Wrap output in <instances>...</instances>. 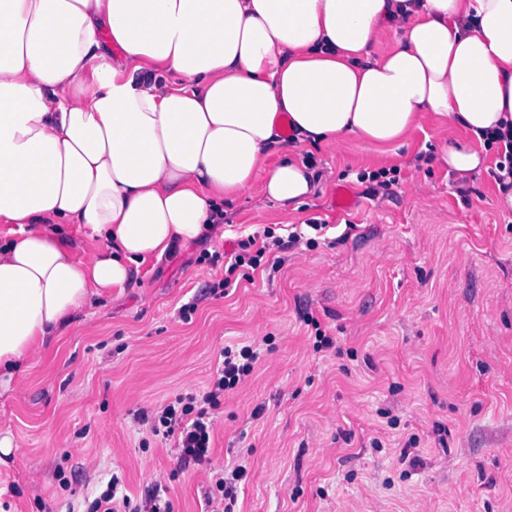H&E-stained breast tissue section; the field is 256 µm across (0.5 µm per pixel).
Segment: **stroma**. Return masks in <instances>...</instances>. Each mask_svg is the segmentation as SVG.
Returning <instances> with one entry per match:
<instances>
[{"instance_id":"35a3bbf8","label":"stroma","mask_w":512,"mask_h":512,"mask_svg":"<svg viewBox=\"0 0 512 512\" xmlns=\"http://www.w3.org/2000/svg\"><path fill=\"white\" fill-rule=\"evenodd\" d=\"M436 126L399 148L385 189L358 181L379 167L358 142L302 149L324 178L298 211L225 205L223 238L142 266L25 363L0 391V512H90L114 476L131 498L158 482L173 512H207L213 473L242 458L239 512H512V210L496 205V153L459 177L434 160ZM313 222L318 246L276 273L228 286L210 261ZM309 315L333 349L313 350ZM266 336L214 414L209 466L179 468L142 414L204 391L224 346Z\"/></svg>"}]
</instances>
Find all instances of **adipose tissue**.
Returning <instances> with one entry per match:
<instances>
[{
    "instance_id": "adipose-tissue-1",
    "label": "adipose tissue",
    "mask_w": 512,
    "mask_h": 512,
    "mask_svg": "<svg viewBox=\"0 0 512 512\" xmlns=\"http://www.w3.org/2000/svg\"><path fill=\"white\" fill-rule=\"evenodd\" d=\"M426 112L462 176L512 139V0H0V387L225 203L296 210L297 147L386 159Z\"/></svg>"
}]
</instances>
